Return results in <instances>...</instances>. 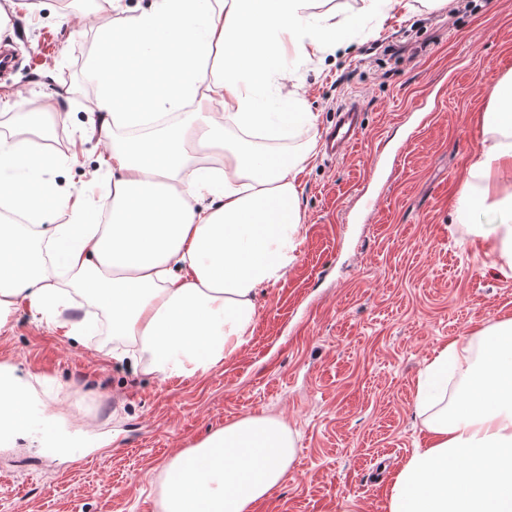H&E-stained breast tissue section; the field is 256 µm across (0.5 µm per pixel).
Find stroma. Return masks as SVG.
Returning a JSON list of instances; mask_svg holds the SVG:
<instances>
[{"mask_svg": "<svg viewBox=\"0 0 512 512\" xmlns=\"http://www.w3.org/2000/svg\"><path fill=\"white\" fill-rule=\"evenodd\" d=\"M149 3L0 0V47L17 50L0 79V134L21 128V99L57 95L62 120L32 136L56 158L44 176L56 193L105 177L91 58L101 32ZM319 9L344 20L349 46L290 62V83L317 129L357 101L363 130L341 158L316 156L302 174L298 257L258 295L247 343L206 376L164 380L116 361L125 340L72 286L57 322L18 310L0 329V364L30 389L32 422L0 436V512H160L166 461L251 414L286 421L297 448L253 512H385L393 475L427 439L414 409L426 364L448 339L512 317V278L474 232L491 216L453 217L490 89L512 69V0ZM84 317L99 331L72 342L62 326Z\"/></svg>", "mask_w": 512, "mask_h": 512, "instance_id": "35a3bbf8", "label": "stroma"}]
</instances>
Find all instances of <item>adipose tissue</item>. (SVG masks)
<instances>
[{"label":"adipose tissue","mask_w":512,"mask_h":512,"mask_svg":"<svg viewBox=\"0 0 512 512\" xmlns=\"http://www.w3.org/2000/svg\"><path fill=\"white\" fill-rule=\"evenodd\" d=\"M337 24L313 0H152L121 34L104 33L92 71L98 158L107 173L99 206L112 221L84 224L83 194L57 199L53 214L83 224L54 226L50 243L76 284L111 316L112 333L163 378L205 376L247 341L257 296L281 281L300 244L299 175L316 156V126L304 99L290 94L268 111L261 89L285 76L286 60H306L333 44ZM151 68L144 95L155 109L195 105L166 132L115 143L116 130L143 124L122 65L126 50ZM483 138L458 196L465 215L496 216L484 239L494 265L512 276V73L492 87ZM275 141L306 134L292 156L255 150V132ZM51 160L18 134L0 138V197L29 212L16 190L20 172L40 177ZM59 288L35 241L0 225V328L27 308L56 313ZM0 365V435L24 433L29 392ZM453 374L456 388L440 378ZM414 408L428 441L394 474L388 512H512V318L458 336L432 358ZM286 422L247 415L212 431L165 464L160 512H253L286 479L296 456Z\"/></svg>","instance_id":"adipose-tissue-1"}]
</instances>
